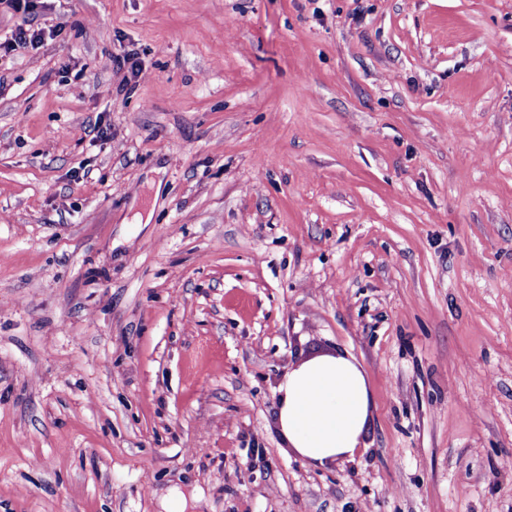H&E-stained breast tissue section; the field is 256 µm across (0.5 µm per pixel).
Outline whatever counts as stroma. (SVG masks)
Returning a JSON list of instances; mask_svg holds the SVG:
<instances>
[{
    "mask_svg": "<svg viewBox=\"0 0 512 512\" xmlns=\"http://www.w3.org/2000/svg\"><path fill=\"white\" fill-rule=\"evenodd\" d=\"M20 25L0 512H512V0L1 4ZM339 350L364 448L315 468L277 388Z\"/></svg>",
    "mask_w": 512,
    "mask_h": 512,
    "instance_id": "35a3bbf8",
    "label": "stroma"
}]
</instances>
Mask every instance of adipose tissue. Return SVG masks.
Here are the masks:
<instances>
[{
  "instance_id": "adipose-tissue-1",
  "label": "adipose tissue",
  "mask_w": 512,
  "mask_h": 512,
  "mask_svg": "<svg viewBox=\"0 0 512 512\" xmlns=\"http://www.w3.org/2000/svg\"><path fill=\"white\" fill-rule=\"evenodd\" d=\"M369 407L360 368L340 352L320 355L288 371L279 385L277 424L298 457L322 466L357 450Z\"/></svg>"
}]
</instances>
